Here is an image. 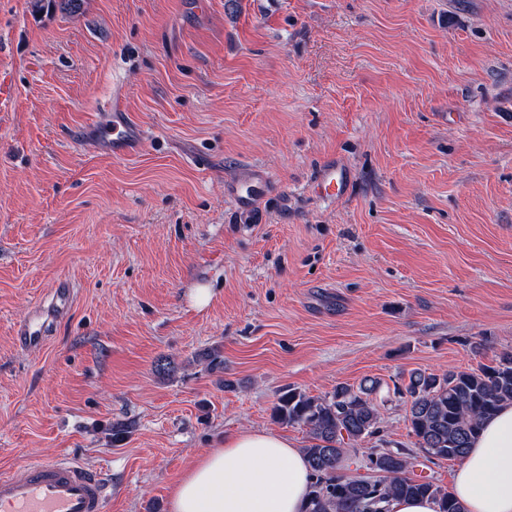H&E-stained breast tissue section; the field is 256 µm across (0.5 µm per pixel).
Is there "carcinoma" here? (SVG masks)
Segmentation results:
<instances>
[{
	"label": "carcinoma",
	"mask_w": 512,
	"mask_h": 512,
	"mask_svg": "<svg viewBox=\"0 0 512 512\" xmlns=\"http://www.w3.org/2000/svg\"><path fill=\"white\" fill-rule=\"evenodd\" d=\"M34 13L75 12L81 0H29ZM380 382L367 378L359 386L339 384L324 397L295 389L282 392L272 409L273 418L307 429L304 448L313 475L305 512H389L395 498L429 497L439 512H465L451 491L426 477L413 475V454L404 449L373 448L365 467L377 478L340 472L346 446L380 436L381 416L371 395ZM406 399V421L415 445L431 461L460 460L478 434L482 422L512 403V351L492 365L455 370L439 376L421 371L395 387Z\"/></svg>",
	"instance_id": "1"
}]
</instances>
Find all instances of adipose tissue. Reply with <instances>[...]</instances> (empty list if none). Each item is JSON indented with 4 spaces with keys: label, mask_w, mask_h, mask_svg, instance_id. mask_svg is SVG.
<instances>
[{
    "label": "adipose tissue",
    "mask_w": 512,
    "mask_h": 512,
    "mask_svg": "<svg viewBox=\"0 0 512 512\" xmlns=\"http://www.w3.org/2000/svg\"><path fill=\"white\" fill-rule=\"evenodd\" d=\"M309 486L302 449L245 430L192 463L170 491L169 512H304ZM451 491L466 512H512V405L485 422Z\"/></svg>",
    "instance_id": "ef3b65f1"
}]
</instances>
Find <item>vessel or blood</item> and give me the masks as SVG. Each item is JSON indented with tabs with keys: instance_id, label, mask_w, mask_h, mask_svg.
Returning <instances> with one entry per match:
<instances>
[{
	"instance_id": "vessel-or-blood-1",
	"label": "vessel or blood",
	"mask_w": 512,
	"mask_h": 512,
	"mask_svg": "<svg viewBox=\"0 0 512 512\" xmlns=\"http://www.w3.org/2000/svg\"><path fill=\"white\" fill-rule=\"evenodd\" d=\"M142 137V128L132 121L112 126V144L121 150H129L131 144ZM351 183L350 169L331 159L323 164L314 183V193L318 198L333 200L343 197ZM267 187V174L255 169L227 186L224 193L238 210L249 212L264 197ZM70 302L69 286L60 284L47 310L36 311L33 317L18 324L19 345L25 349L44 346L50 320L61 316ZM105 490L103 475L74 458L33 460L24 465L21 474L0 475V505L7 506L8 512H104Z\"/></svg>"
}]
</instances>
